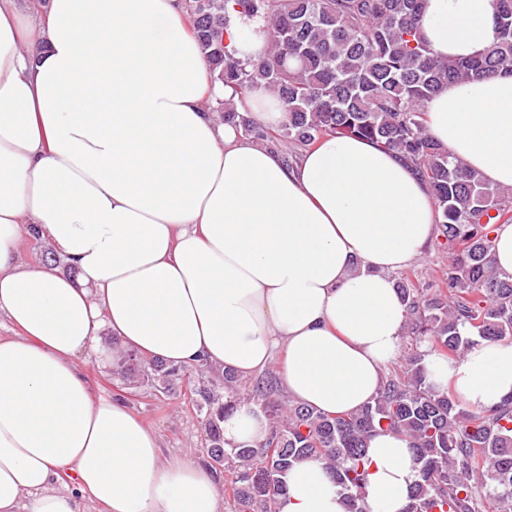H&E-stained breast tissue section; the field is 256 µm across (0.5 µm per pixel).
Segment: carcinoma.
<instances>
[{
  "instance_id": "obj_1",
  "label": "carcinoma",
  "mask_w": 512,
  "mask_h": 512,
  "mask_svg": "<svg viewBox=\"0 0 512 512\" xmlns=\"http://www.w3.org/2000/svg\"><path fill=\"white\" fill-rule=\"evenodd\" d=\"M425 0H184L210 78L239 97L275 96L287 114L263 131L248 111L217 100V111L247 136L285 133L311 147L329 135L366 139L399 157L427 186L436 211L438 246L448 266L435 289L398 282L409 326L401 369L385 378L373 401L329 415L293 401L283 405L273 380L249 402L265 413L259 446L224 447L222 422L241 402L238 377L225 372L197 383L198 366L173 367L126 355L122 368L146 378L180 377L203 418L208 464L227 473L228 512H277L279 475L304 459L322 461L340 488L346 512H368L367 441L385 431L407 436L419 464L404 512H512V398L493 409L467 410L436 387L424 364L429 350L461 358L477 340L512 339V276L493 263L492 234L512 222V192L485 182L429 135L427 101L449 83L512 74V0H493L499 39L483 54L444 60L423 40ZM268 24L269 50L243 61L225 38L230 14Z\"/></svg>"
}]
</instances>
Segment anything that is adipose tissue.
Listing matches in <instances>:
<instances>
[{"label": "adipose tissue", "mask_w": 512, "mask_h": 512, "mask_svg": "<svg viewBox=\"0 0 512 512\" xmlns=\"http://www.w3.org/2000/svg\"><path fill=\"white\" fill-rule=\"evenodd\" d=\"M441 57L497 37L491 0H426ZM238 57L267 48L262 18L233 15ZM211 83L182 0H49L32 29L0 0V512H218L209 467L167 460L124 401L79 366L108 331L120 351L243 378L277 364L291 397L328 414L371 402L400 350L394 275L436 234L427 188L379 146L328 136L295 161L208 104ZM432 136L512 187V75L452 84L427 104ZM45 241L56 261L23 257ZM430 379L469 409L512 396V340ZM224 443L258 446L263 411L236 406ZM369 512H403L419 479L408 438L368 442ZM278 512H346L317 460L283 476Z\"/></svg>", "instance_id": "1"}]
</instances>
